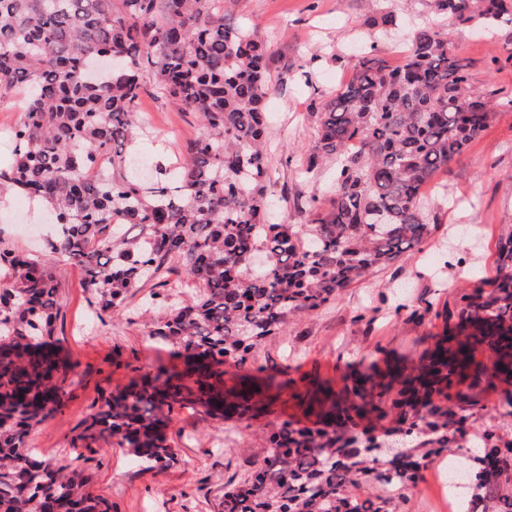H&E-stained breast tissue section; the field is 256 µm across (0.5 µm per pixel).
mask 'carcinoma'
<instances>
[{"label":"carcinoma","mask_w":512,"mask_h":512,"mask_svg":"<svg viewBox=\"0 0 512 512\" xmlns=\"http://www.w3.org/2000/svg\"><path fill=\"white\" fill-rule=\"evenodd\" d=\"M404 62L374 50L350 62L353 77L315 113L303 173L336 164L329 206L296 203L304 223L269 224V47L224 13V0H0V82L27 105L0 182L43 203L59 235L37 254L0 240V512H110L84 470L28 446L34 428L65 406L77 364L52 336L59 315L55 261L82 274L98 314L121 311L135 288L178 272L199 288L188 303L162 300L149 335L181 365L158 366L109 395L82 422L135 460L162 468L174 407L248 422L282 383L224 388L249 373L251 349L284 332L354 283L419 247L438 224L424 189L487 128L491 95L471 84L436 20L512 27V0H430ZM193 113L203 133L185 148L177 178L161 162L138 177L132 145L143 75ZM98 176L89 179L88 169ZM497 274L460 296L459 322L410 369L379 378L378 362L345 377L317 402L310 426L271 422V451L224 491L222 512H398L421 471L470 443L447 390L512 379V232L500 237ZM485 348L493 366L476 359ZM394 412L397 453L366 421ZM461 460L470 512H512V438L487 428ZM377 483L380 496L353 490Z\"/></svg>","instance_id":"1"}]
</instances>
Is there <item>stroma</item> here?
Wrapping results in <instances>:
<instances>
[{"mask_svg": "<svg viewBox=\"0 0 512 512\" xmlns=\"http://www.w3.org/2000/svg\"><path fill=\"white\" fill-rule=\"evenodd\" d=\"M224 11L255 27L269 43L278 79L269 101L268 219L297 223V199L327 204L331 170L305 179L298 171L313 144L314 112L352 77L344 59L357 41L372 37L371 19L401 16V28L375 38L379 57L402 62L414 21L428 17V0H224ZM449 45L469 62L472 84L497 93L495 116L464 157L428 187L441 197L440 222L420 250L373 272L317 311L292 318L285 332L253 351L255 366L289 382L274 420H298L306 407L304 377L341 381L374 359L418 357L455 310L460 293L495 276L496 244L512 229V64L504 62L512 29L487 37L466 26L442 23ZM138 155L169 165L202 128L192 113L145 79L137 112ZM46 209L18 193L0 201V240L36 249L24 225L44 223ZM60 315L54 339L77 365L61 411L38 425L30 445L53 463L84 468L92 489L111 512H220L224 489L244 479L268 453L264 421L215 422L200 412L174 408L165 430L175 459L153 470L139 467L128 449L82 434V420L136 373L171 363V348L149 335L157 309L141 304L155 284L134 289L127 313L95 316L80 269L58 265ZM429 466L409 493L407 512H450L448 484Z\"/></svg>", "mask_w": 512, "mask_h": 512, "instance_id": "1", "label": "stroma"}]
</instances>
